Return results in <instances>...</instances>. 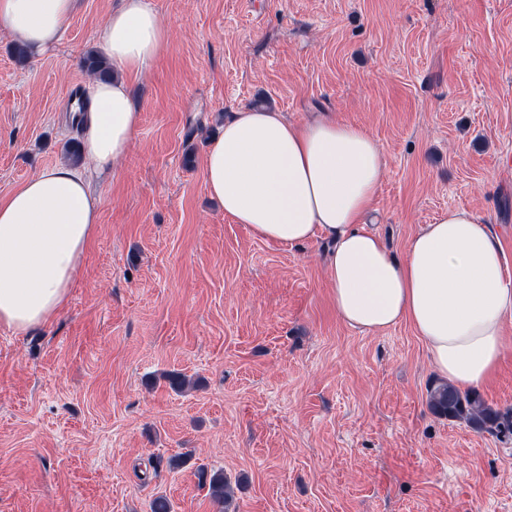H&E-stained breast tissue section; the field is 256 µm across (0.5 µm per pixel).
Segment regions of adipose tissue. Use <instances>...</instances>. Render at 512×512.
<instances>
[{
    "label": "adipose tissue",
    "instance_id": "ef3b65f1",
    "mask_svg": "<svg viewBox=\"0 0 512 512\" xmlns=\"http://www.w3.org/2000/svg\"><path fill=\"white\" fill-rule=\"evenodd\" d=\"M75 0H0V28L39 51L56 43ZM99 45L124 77L92 82L83 152L90 165L59 164L0 201V325L22 333L65 302L94 233L99 172L126 156L140 124L128 75L167 40L150 0H120ZM383 154L363 128L323 118L288 122L272 110L240 108L208 144L203 180L225 216L258 239L288 246L329 239L325 257L340 319L363 332L409 322L435 371L480 388L494 377L512 320V278L486 218L452 209L425 225L395 257L366 227L380 189Z\"/></svg>",
    "mask_w": 512,
    "mask_h": 512
}]
</instances>
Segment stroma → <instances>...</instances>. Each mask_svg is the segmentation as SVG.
Here are the masks:
<instances>
[{
	"label": "stroma",
	"instance_id": "stroma-1",
	"mask_svg": "<svg viewBox=\"0 0 512 512\" xmlns=\"http://www.w3.org/2000/svg\"><path fill=\"white\" fill-rule=\"evenodd\" d=\"M118 0H77L18 61L0 30V198L66 163L82 58ZM168 39L130 80L141 123L97 177L64 305L0 326V512H512V439L434 414L414 327L345 324L328 244L254 237L210 197L208 140L241 107L362 127L384 166L371 231L403 256L482 214L512 277V0H151ZM484 400L512 408V322ZM173 374L185 376L179 390Z\"/></svg>",
	"mask_w": 512,
	"mask_h": 512
}]
</instances>
